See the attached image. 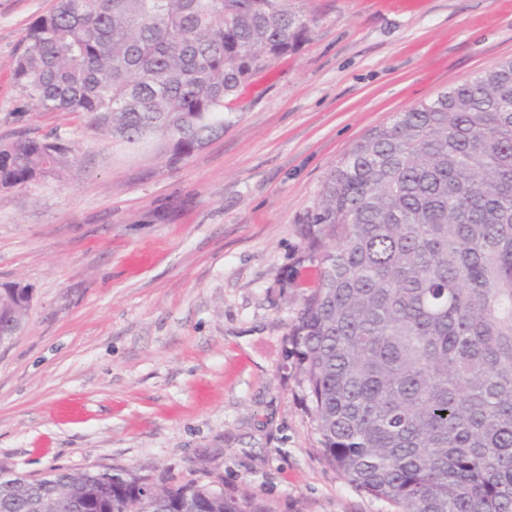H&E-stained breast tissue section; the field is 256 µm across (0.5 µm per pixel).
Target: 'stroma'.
Instances as JSON below:
<instances>
[{"instance_id": "stroma-1", "label": "stroma", "mask_w": 512, "mask_h": 512, "mask_svg": "<svg viewBox=\"0 0 512 512\" xmlns=\"http://www.w3.org/2000/svg\"><path fill=\"white\" fill-rule=\"evenodd\" d=\"M55 0H0V143L61 137L74 177L0 187V284L32 290L0 346V468L210 474L267 512H393L319 452L288 334L319 268L306 214L394 113L512 60V0H293L307 40L168 162L13 78Z\"/></svg>"}]
</instances>
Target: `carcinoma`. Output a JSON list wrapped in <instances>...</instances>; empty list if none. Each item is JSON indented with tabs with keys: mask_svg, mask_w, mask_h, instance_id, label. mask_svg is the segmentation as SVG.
Returning <instances> with one entry per match:
<instances>
[{
	"mask_svg": "<svg viewBox=\"0 0 512 512\" xmlns=\"http://www.w3.org/2000/svg\"><path fill=\"white\" fill-rule=\"evenodd\" d=\"M309 33L290 0H56L14 77L37 109L174 162ZM75 167L57 138L0 144L1 187ZM305 223L331 244L289 341L323 459L396 512H512V60L371 130ZM31 299L0 288L1 331ZM93 474H18L0 512H266L208 483Z\"/></svg>",
	"mask_w": 512,
	"mask_h": 512,
	"instance_id": "cac0c4a2",
	"label": "carcinoma"
}]
</instances>
